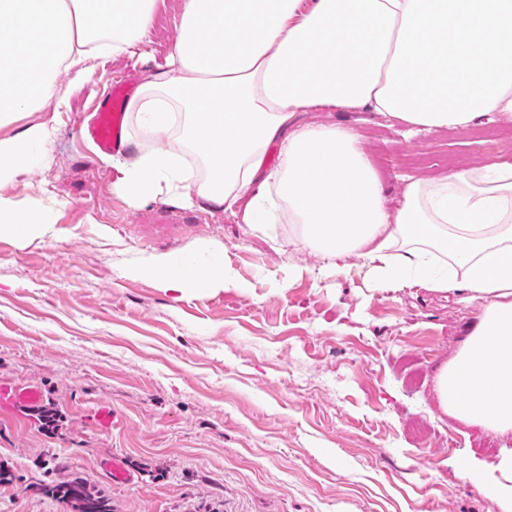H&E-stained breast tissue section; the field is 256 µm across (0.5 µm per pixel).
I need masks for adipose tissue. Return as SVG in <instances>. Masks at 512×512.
Here are the masks:
<instances>
[{
	"mask_svg": "<svg viewBox=\"0 0 512 512\" xmlns=\"http://www.w3.org/2000/svg\"><path fill=\"white\" fill-rule=\"evenodd\" d=\"M158 3L0 0V186L50 157L55 125L26 114L67 105L93 58L138 67ZM318 108L369 109L411 133L512 114V0H180L173 51L127 102L134 128L106 159L133 203L239 205L252 229L301 225L293 246L328 268L354 255L376 287L410 279L477 305L438 376L440 406L512 433V165L409 180L391 213L353 130L294 125ZM61 205L0 194V236L56 237ZM136 272L180 295L234 282L207 243Z\"/></svg>",
	"mask_w": 512,
	"mask_h": 512,
	"instance_id": "adipose-tissue-1",
	"label": "adipose tissue"
}]
</instances>
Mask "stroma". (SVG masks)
<instances>
[{"mask_svg":"<svg viewBox=\"0 0 512 512\" xmlns=\"http://www.w3.org/2000/svg\"><path fill=\"white\" fill-rule=\"evenodd\" d=\"M178 25L161 11L138 69L97 58L68 108L31 113L59 120L52 161L0 188L67 202L55 240L0 238V380L39 387L48 412L0 413V512H75L48 491L75 479L111 512H512L467 470L496 464L512 434L454 419L436 393L475 306L372 287L354 256L350 273L322 274L319 254L290 245L291 224L252 231L237 211L136 206L113 191L81 129L109 85L140 84L163 61ZM297 121L352 129L392 210L406 177L512 165V151L458 129L407 136L377 112ZM202 243L222 251L237 287L180 296L130 272ZM102 404L108 430L93 422ZM110 454L134 483L102 474ZM55 456L67 469L48 471Z\"/></svg>","mask_w":512,"mask_h":512,"instance_id":"stroma-1","label":"stroma"}]
</instances>
